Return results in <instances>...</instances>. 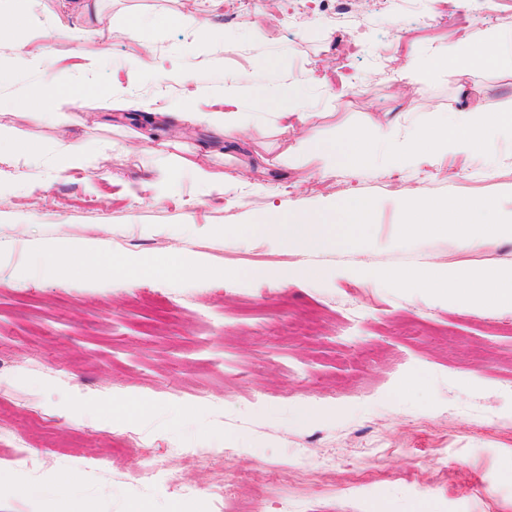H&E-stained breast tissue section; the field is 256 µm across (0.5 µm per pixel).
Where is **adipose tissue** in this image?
<instances>
[{
	"instance_id": "obj_1",
	"label": "adipose tissue",
	"mask_w": 512,
	"mask_h": 512,
	"mask_svg": "<svg viewBox=\"0 0 512 512\" xmlns=\"http://www.w3.org/2000/svg\"><path fill=\"white\" fill-rule=\"evenodd\" d=\"M508 53L512 54V33L492 31L477 36L459 30L450 37L447 55L437 57L434 66L444 69L454 61L469 69L482 68L492 65L499 55ZM223 98V111L201 112L197 118L219 125L228 139L238 138L243 130L245 109L271 110L287 129L292 128L294 120L302 118L305 112L303 96L297 91L284 104L271 99L249 103L228 91L224 92ZM472 111L477 115L475 121L444 120L429 127L414 128L402 138L390 129H379L377 138L386 145L381 154L376 153L366 137L353 131L331 143L305 139L300 150L305 160L317 164L325 177L339 169L357 173L377 162L407 169L414 167L425 155L471 152L496 129L512 127V113L502 111L494 101L479 102L473 105ZM48 154L53 155L63 168H93L97 165L95 158L73 146L59 143L49 147L34 140L22 141L0 129V156L35 162ZM376 206V200L368 197H348L336 203L328 221L322 224H302L292 217L272 214L263 222L239 225L237 231L242 236L299 242L309 251L322 252L361 238L370 225ZM399 208L402 230L409 238H422L435 228L448 225L456 227L460 244L468 248L512 235V213L497 212L494 203L489 201L478 202L468 197L418 202L403 200ZM32 248L35 254L47 256L58 277H69L76 270L92 282L112 276V263L101 239L39 241L33 243ZM364 275L379 283L400 280L409 288L457 302L470 311L482 310L490 304L512 309V270L486 267L464 276L451 267L412 268L399 273L370 268Z\"/></svg>"
}]
</instances>
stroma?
I'll use <instances>...</instances> for the list:
<instances>
[{
    "mask_svg": "<svg viewBox=\"0 0 512 512\" xmlns=\"http://www.w3.org/2000/svg\"><path fill=\"white\" fill-rule=\"evenodd\" d=\"M279 0L274 28L238 0H0L29 25L0 44V66L17 46L45 56L38 73L0 82V125L22 139L66 141L101 156L96 169L57 171L52 157L0 162V512H512V310L470 312L359 270L486 266L512 270V237L463 247L452 228L423 239L401 233L396 202L466 196L512 210V129L476 152L448 154L400 171L368 167L324 178L288 160L284 143L335 141L382 123L397 135L439 122L463 98L512 110V59L487 69H432L446 54L426 22L447 10L449 27L476 35L512 29V0H358L344 30L328 18L334 0ZM202 16L223 32L208 40ZM149 22L148 71L126 29ZM90 29L73 40L69 31ZM416 42L418 82L395 77ZM99 58L86 69L88 58ZM272 67L258 71L262 60ZM257 71L258 84L287 98L300 87L307 122L285 135L271 112H254L225 140L212 125L170 111L192 96L197 112H220L230 78ZM52 112L79 120L32 119L25 99L53 86ZM232 183L202 188L181 159ZM354 195L379 208L370 242L309 253L268 238L218 234L272 211L317 220ZM95 236L111 251V278L90 284L36 269L25 238ZM204 259L176 276L173 254ZM157 267L128 278L120 266ZM318 269L312 283L293 279ZM422 384L398 392L401 379ZM313 406L315 417L301 420ZM167 457L198 494L179 499L165 484L140 485L105 469L128 435ZM42 459L20 469L14 440ZM190 448H229L225 466L204 467ZM336 460L323 474V456ZM74 473L73 486L60 475ZM232 483L220 506L209 484Z\"/></svg>",
    "mask_w": 512,
    "mask_h": 512,
    "instance_id": "35a3bbf8",
    "label": "stroma"
}]
</instances>
